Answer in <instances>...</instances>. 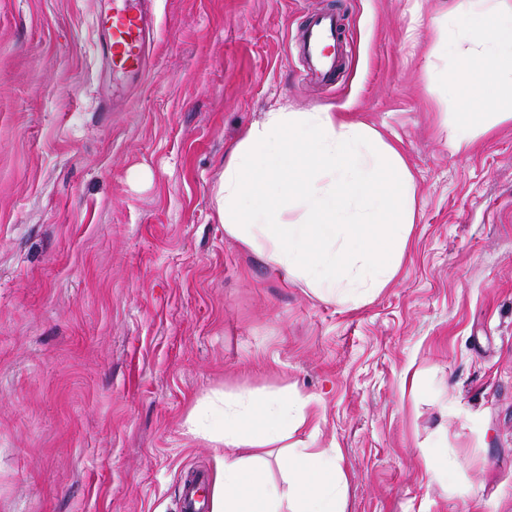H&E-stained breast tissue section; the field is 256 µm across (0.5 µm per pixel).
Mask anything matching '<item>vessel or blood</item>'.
<instances>
[{
  "label": "vessel or blood",
  "mask_w": 512,
  "mask_h": 512,
  "mask_svg": "<svg viewBox=\"0 0 512 512\" xmlns=\"http://www.w3.org/2000/svg\"><path fill=\"white\" fill-rule=\"evenodd\" d=\"M154 0H117L109 16L100 18L104 32L101 55L112 70L133 76L143 75L154 37ZM343 27L333 14L312 16L304 27L296 50L308 64L317 83L332 85L337 66L334 50L341 46ZM207 482L195 475L187 480L182 495V512H206L207 500L201 492Z\"/></svg>",
  "instance_id": "1"
}]
</instances>
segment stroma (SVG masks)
<instances>
[{
  "mask_svg": "<svg viewBox=\"0 0 512 512\" xmlns=\"http://www.w3.org/2000/svg\"><path fill=\"white\" fill-rule=\"evenodd\" d=\"M466 2L158 0L139 79L100 70L109 0H0V512H180L223 455L189 410L284 390L316 412L300 447L341 449L345 512H512V123L448 144ZM321 11L345 27L329 87L294 49ZM325 108L416 187L399 271L358 305L215 216L252 124Z\"/></svg>",
  "mask_w": 512,
  "mask_h": 512,
  "instance_id": "stroma-1",
  "label": "stroma"
}]
</instances>
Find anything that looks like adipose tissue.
I'll return each instance as SVG.
<instances>
[{"label":"adipose tissue","instance_id":"obj_1","mask_svg":"<svg viewBox=\"0 0 512 512\" xmlns=\"http://www.w3.org/2000/svg\"><path fill=\"white\" fill-rule=\"evenodd\" d=\"M464 35L475 44L455 82H496L492 104L467 105L472 124L512 121V7L470 0ZM415 188L399 150L335 112H269L230 150L215 194L224 232L261 253L321 299L359 304L396 274L414 220ZM300 218L288 221L289 210ZM311 400L281 394L224 399L192 410L188 431L230 449L217 464L210 512H344L338 448H284ZM277 467L282 479L269 476Z\"/></svg>","mask_w":512,"mask_h":512}]
</instances>
